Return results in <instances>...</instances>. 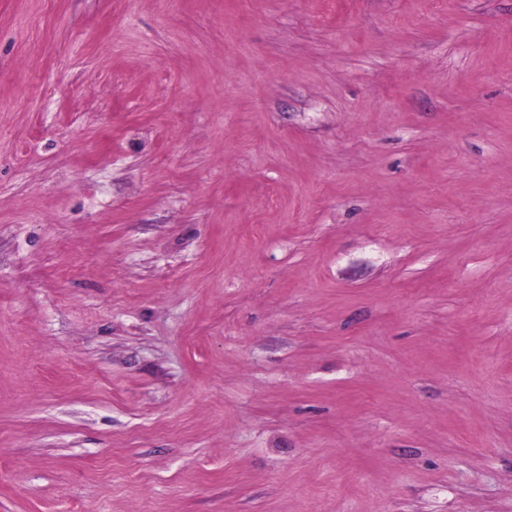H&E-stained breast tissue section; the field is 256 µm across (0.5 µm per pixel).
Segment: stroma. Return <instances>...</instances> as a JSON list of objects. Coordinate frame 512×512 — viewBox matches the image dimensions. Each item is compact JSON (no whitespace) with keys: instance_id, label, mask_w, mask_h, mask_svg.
Wrapping results in <instances>:
<instances>
[{"instance_id":"1","label":"stroma","mask_w":512,"mask_h":512,"mask_svg":"<svg viewBox=\"0 0 512 512\" xmlns=\"http://www.w3.org/2000/svg\"><path fill=\"white\" fill-rule=\"evenodd\" d=\"M0 512H512V0H0Z\"/></svg>"}]
</instances>
